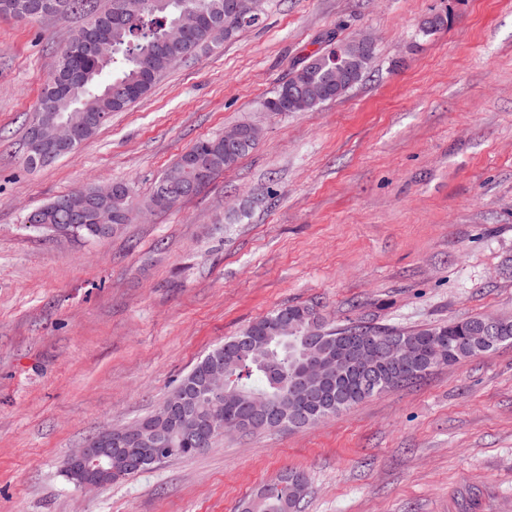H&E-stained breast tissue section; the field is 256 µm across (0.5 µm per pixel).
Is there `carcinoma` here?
<instances>
[{"mask_svg": "<svg viewBox=\"0 0 512 512\" xmlns=\"http://www.w3.org/2000/svg\"><path fill=\"white\" fill-rule=\"evenodd\" d=\"M247 0H110L103 7L98 0H0V15H9L30 21L52 14H74L85 17L86 22L75 31L68 45L61 50L57 65L44 86L40 105L31 124L41 123L50 130L54 117L67 115L75 110L102 112L110 115L127 109L144 97L158 77L169 68L192 58L202 49L212 45L208 27L199 28L185 41H178L176 20L184 12H197L211 19L220 20L230 28L228 37H234L242 28L253 26L257 21L245 15ZM374 52L359 54L353 41L327 40L326 47L309 55L266 98L262 107L266 112H291L292 102L282 97L286 88L307 97L300 111L307 112L318 105L332 101L350 90H336V68L346 67L352 71L351 82L362 78ZM112 77L101 81L104 72ZM256 147L246 144L231 150L218 143V138L200 139L177 160L187 162L186 179L179 187L182 198L199 192L214 176L237 164ZM129 187L124 182L115 183L112 205L107 208H92L87 221L79 224L68 210L55 208L43 217L44 224H72L73 237L86 241H102L98 234L99 224L123 223V212L127 206ZM314 311L312 306H282L263 319L249 324L239 334L224 341L211 350L178 382V386H189L191 400L203 412H224V402L231 400L241 414L255 397L271 399L276 411L285 416L282 427H291L289 417L294 415L291 403L284 400V391L297 373L300 363L301 338L315 339L313 349L318 353L334 354L344 333L355 330L365 336L379 338L388 335L400 336L412 344L421 343L428 348L436 344L435 337L444 336L440 346L448 351L444 364L451 365L461 360L478 356L512 341V316H503L506 331L499 337H491L480 345H474L477 337L487 335L484 317L476 316L451 320L429 328L399 329L379 328L352 322L336 327L325 320L316 326L299 320L295 323L297 334L288 338L272 337L265 348L252 351L240 348L236 343L251 336L267 335L266 328L284 312L298 313ZM229 361L233 365V378L229 380L224 396L217 397L196 381L197 374L209 360ZM356 380L346 375L330 387L328 408L317 415V419L344 411L363 401L356 392ZM171 445L179 449L177 456L187 457L218 441L213 435L204 440L187 438L176 431L169 432ZM298 474L290 470L280 480L264 488L246 502L250 512H298L303 500V491L292 484Z\"/></svg>", "mask_w": 512, "mask_h": 512, "instance_id": "obj_1", "label": "carcinoma"}]
</instances>
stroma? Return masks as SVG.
I'll return each instance as SVG.
<instances>
[{
  "label": "stroma",
  "instance_id": "obj_1",
  "mask_svg": "<svg viewBox=\"0 0 512 512\" xmlns=\"http://www.w3.org/2000/svg\"><path fill=\"white\" fill-rule=\"evenodd\" d=\"M437 13L447 24L422 35ZM81 23L0 16V512H241L292 469L302 512H512V343L98 489L62 473L281 306L407 329L512 315V0H267L258 25L28 168V120ZM363 33L376 53L345 96L263 111L328 35ZM242 122L261 129L251 154L109 239L24 226L87 184L144 201L178 155Z\"/></svg>",
  "mask_w": 512,
  "mask_h": 512
}]
</instances>
